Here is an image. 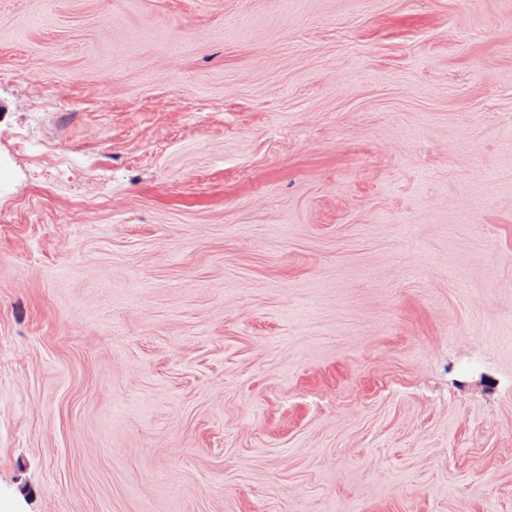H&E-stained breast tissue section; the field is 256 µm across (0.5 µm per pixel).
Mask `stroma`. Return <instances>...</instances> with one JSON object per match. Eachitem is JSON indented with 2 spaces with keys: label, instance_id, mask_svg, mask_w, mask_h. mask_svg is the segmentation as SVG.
Masks as SVG:
<instances>
[{
  "label": "stroma",
  "instance_id": "obj_1",
  "mask_svg": "<svg viewBox=\"0 0 512 512\" xmlns=\"http://www.w3.org/2000/svg\"><path fill=\"white\" fill-rule=\"evenodd\" d=\"M0 512H512V12L0 0Z\"/></svg>",
  "mask_w": 512,
  "mask_h": 512
}]
</instances>
